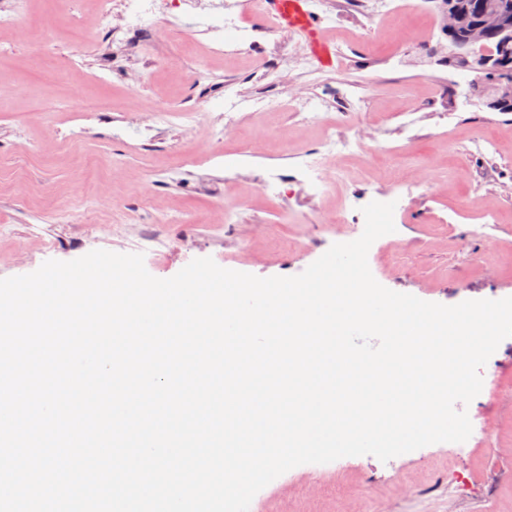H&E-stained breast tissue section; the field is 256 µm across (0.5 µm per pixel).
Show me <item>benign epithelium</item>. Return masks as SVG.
Instances as JSON below:
<instances>
[{"label":"benign epithelium","instance_id":"1","mask_svg":"<svg viewBox=\"0 0 512 512\" xmlns=\"http://www.w3.org/2000/svg\"><path fill=\"white\" fill-rule=\"evenodd\" d=\"M441 16L450 47L475 73L469 82L471 95L492 112L507 111L512 106V70L502 53L512 51V14L491 7L473 22L459 5L447 0Z\"/></svg>","mask_w":512,"mask_h":512}]
</instances>
